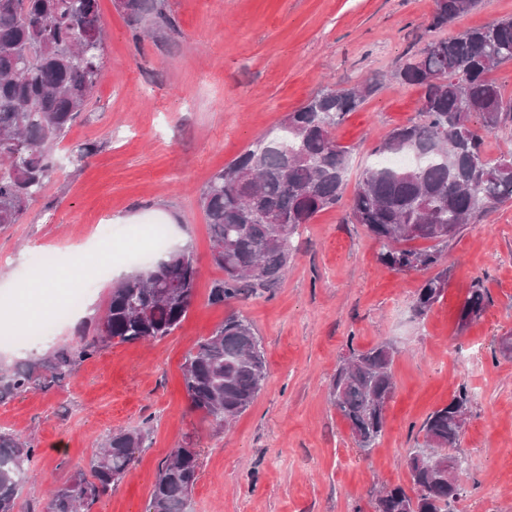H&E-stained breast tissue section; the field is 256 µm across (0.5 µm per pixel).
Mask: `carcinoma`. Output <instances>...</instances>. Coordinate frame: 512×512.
<instances>
[{
  "mask_svg": "<svg viewBox=\"0 0 512 512\" xmlns=\"http://www.w3.org/2000/svg\"><path fill=\"white\" fill-rule=\"evenodd\" d=\"M479 3L435 0L428 31L448 26ZM121 6L136 24L155 9L154 0H122ZM103 40L98 0H0V227L17 223L55 172L57 146L103 77ZM508 62L512 18L431 38L393 73L399 83L421 88L418 118L391 129L374 146L379 161L363 171L350 212L380 243L382 265L435 267L439 245L470 220L512 202V152L489 157L483 150L486 135L512 124V96L490 78ZM376 90L375 80L320 90L288 113L274 135L258 137L202 188L213 260L224 270V280L211 289L213 303L285 277L298 230L344 193L350 148L337 143L333 131ZM416 240L431 246H410ZM197 274L186 250L129 274L110 289L103 314L78 329L75 343L0 367V402L62 386L112 341L172 334L191 306ZM446 286L444 270L428 278L416 293L415 312L427 315ZM487 302L485 289L470 288L458 327L478 319ZM395 354L388 343L367 350L350 346L329 384V402L364 454L384 434ZM181 371L193 409L221 427L252 405L267 362L252 323L231 315L187 353ZM469 409V392L462 387L432 411L422 441L407 455L411 491L382 488L374 512H458L466 488L448 473V453H458L464 430L458 415ZM148 440L145 426L108 432L88 471L55 488L44 512H85L112 492ZM35 456L32 440L0 429V512H15ZM198 477L199 451L173 449L152 487L149 512H189Z\"/></svg>",
  "mask_w": 512,
  "mask_h": 512,
  "instance_id": "1",
  "label": "carcinoma"
}]
</instances>
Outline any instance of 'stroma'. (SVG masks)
<instances>
[{
  "label": "stroma",
  "instance_id": "1",
  "mask_svg": "<svg viewBox=\"0 0 512 512\" xmlns=\"http://www.w3.org/2000/svg\"><path fill=\"white\" fill-rule=\"evenodd\" d=\"M165 21L135 38L118 0H99L106 32L104 77L59 145L57 170L18 223L0 229V281L31 283L36 250L67 260L48 271V305L60 303L91 268L92 225L114 233L164 224L183 236L198 267L194 299L170 336L106 344L63 387L0 402V428L34 439V481L16 512H41L49 488L86 469L108 431L150 427V448L90 512H147L171 449L200 453L192 512H373L381 486H409L405 458L427 416L459 387L472 395L460 450L467 497L459 512H512V358L497 348L512 332V203L474 219L442 246L448 285L416 316L426 270L379 263L380 246L348 214L378 137L417 114L421 90L389 74L430 34L434 0H157ZM512 17V0H481L441 29ZM375 78L378 89L334 136L351 147L346 190L300 230L286 277L231 304L210 300L224 271L211 257L200 190L253 140L324 87ZM94 153L74 166L69 149ZM82 267V268H83ZM489 295L483 316L457 326L472 285ZM238 313L254 326L268 366L250 408L219 428L192 409L182 382L185 354ZM387 342L396 388L380 444L361 454L328 387L349 348Z\"/></svg>",
  "mask_w": 512,
  "mask_h": 512
}]
</instances>
